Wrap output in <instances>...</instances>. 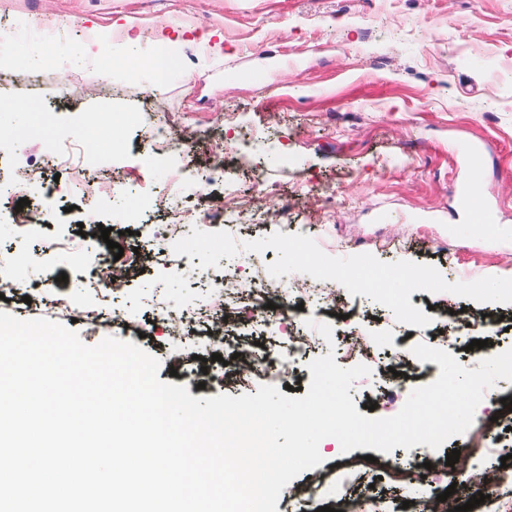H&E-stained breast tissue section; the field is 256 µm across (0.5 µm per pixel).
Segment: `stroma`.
Here are the masks:
<instances>
[{
  "label": "stroma",
  "mask_w": 512,
  "mask_h": 512,
  "mask_svg": "<svg viewBox=\"0 0 512 512\" xmlns=\"http://www.w3.org/2000/svg\"><path fill=\"white\" fill-rule=\"evenodd\" d=\"M34 18L60 28L55 43L29 30ZM165 49L179 62L159 81L149 61ZM0 69L13 74L0 84V131L17 137L10 152L0 153V182L27 165L49 176L27 195L43 223H10L16 202L0 201V253L13 256L6 271L23 281L18 295L0 299V310L34 319L38 313L27 301L56 296L96 308L104 322L94 332L79 328L85 344L108 336L136 343L160 360L159 380L186 386L195 398L256 393L260 379L228 384L222 361L258 342L271 357L290 359V386L308 387L307 364L314 358L331 353L338 365L353 366L340 349L355 332L371 337L377 352L370 375L349 391L356 406L397 390L374 410L377 418L396 415L415 387L439 375L432 361L404 377L386 370L388 354L413 347L416 336L447 335L445 350L470 369L512 349V331L494 324L473 334L488 337V347L467 349L471 334L454 332L440 295L426 291L410 296L413 306L430 311L424 328L399 323L387 307L347 293L343 317L311 302L298 312L299 325L325 321L333 333L331 342L294 356L272 311L263 331L228 326L223 346L213 347L198 323L177 345L156 323L157 302L189 310L211 304L223 274L247 276L253 255L220 259L204 274L154 237L158 225L183 215L204 194L239 225L240 239L278 232L270 216L243 210L260 181L277 184L287 199L291 233L334 239L338 257L368 253L385 263L429 264L451 283L512 278V0H0ZM88 112L111 115L116 128H104L97 141L82 134ZM172 112L186 127H206L219 117L225 128L251 132L242 144L248 164L236 182L212 180L208 168L218 154L225 167L237 168L242 145L226 135L148 165L145 150L134 146L135 121L147 114L162 124ZM76 131L82 137L74 158L99 187L92 206L83 187L54 163L61 137ZM474 150L483 154L486 172L472 185L467 157ZM466 184L486 208L491 231L476 232L470 223L459 194ZM145 187L163 203L128 221ZM82 223L111 225L112 241L125 253L149 244L161 258L121 292L91 287L93 271L113 252L109 243L78 235ZM67 241L79 252L65 250ZM131 313L143 321V334L122 327ZM183 351L221 359H211L204 374L188 364L173 367ZM507 399L512 383L500 379L479 404L476 423H495L494 451L477 457L464 481H455L446 455L468 444L466 433L436 451L423 445L415 455L401 447L378 453V470L349 482L342 465L364 456V449L345 454L327 444L319 449L322 485L312 494L305 476L294 478L277 512L336 510L342 492L361 512H402L406 500L425 512L451 486L458 503H466L482 489L475 474L503 465L512 470ZM430 466L438 468L439 480H425ZM395 467L408 469L406 480L392 478Z\"/></svg>",
  "instance_id": "stroma-1"
}]
</instances>
